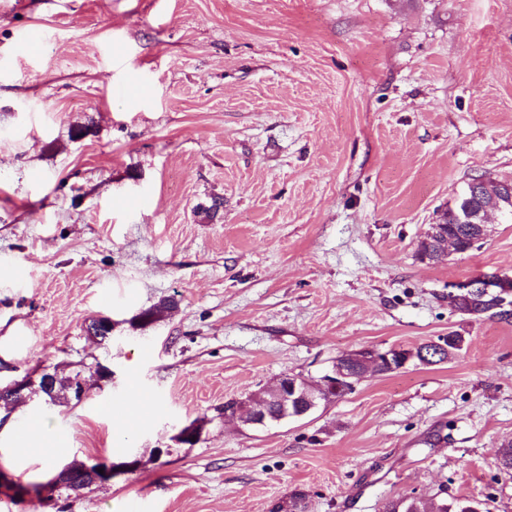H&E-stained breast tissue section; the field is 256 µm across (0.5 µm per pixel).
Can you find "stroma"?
Wrapping results in <instances>:
<instances>
[{
	"label": "stroma",
	"instance_id": "obj_1",
	"mask_svg": "<svg viewBox=\"0 0 512 512\" xmlns=\"http://www.w3.org/2000/svg\"><path fill=\"white\" fill-rule=\"evenodd\" d=\"M481 173L512 181V0H0V384L53 367L89 384L0 426L22 486L0 512H272L296 492L305 512H512V320L448 305L451 282L512 274V223L418 257ZM98 316L108 340L86 332ZM452 331L455 358L367 376L305 419L220 413ZM143 394L150 412L121 425L113 403ZM200 418L201 441L176 444ZM51 443L140 465L50 507L32 486ZM433 501L423 499H401L389 502L384 512H440Z\"/></svg>",
	"mask_w": 512,
	"mask_h": 512
}]
</instances>
